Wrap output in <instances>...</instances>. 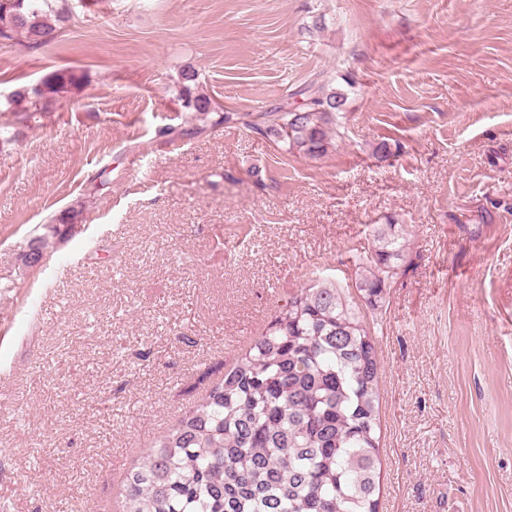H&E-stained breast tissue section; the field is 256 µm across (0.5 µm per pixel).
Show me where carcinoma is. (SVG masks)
Segmentation results:
<instances>
[{
	"label": "carcinoma",
	"instance_id": "cac0c4a2",
	"mask_svg": "<svg viewBox=\"0 0 512 512\" xmlns=\"http://www.w3.org/2000/svg\"><path fill=\"white\" fill-rule=\"evenodd\" d=\"M68 17L51 0H0V40L32 48L51 42ZM183 75L182 108L242 120L195 92ZM55 74L18 91L28 119L67 87ZM295 112L281 107L242 120L291 150L318 157L344 95L322 84L299 90ZM80 211L49 226L71 233ZM406 251L399 224L375 229L369 265L356 287L364 302L385 300V275ZM380 361L375 345L336 283L323 279L296 293L202 400L142 453L125 476L123 512H378L381 462L376 437Z\"/></svg>",
	"mask_w": 512,
	"mask_h": 512
}]
</instances>
